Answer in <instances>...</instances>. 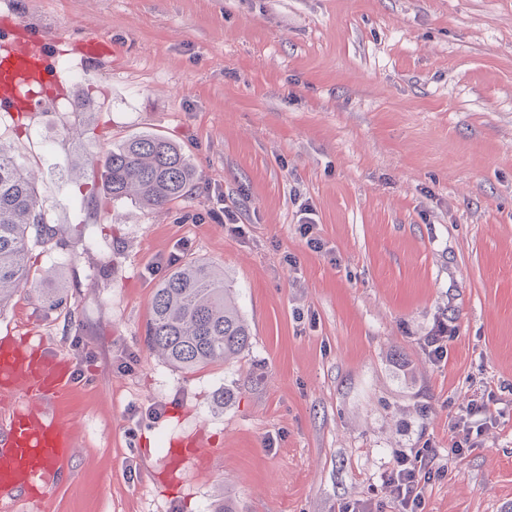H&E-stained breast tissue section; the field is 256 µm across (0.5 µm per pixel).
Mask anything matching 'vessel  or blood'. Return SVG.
Listing matches in <instances>:
<instances>
[{
	"instance_id": "obj_1",
	"label": "vessel or blood",
	"mask_w": 512,
	"mask_h": 512,
	"mask_svg": "<svg viewBox=\"0 0 512 512\" xmlns=\"http://www.w3.org/2000/svg\"><path fill=\"white\" fill-rule=\"evenodd\" d=\"M103 42L92 38L72 49L59 32L42 37L0 31V112L33 118L53 103V91L70 88L75 71L108 63ZM73 395L68 360L47 355L30 336H0V512L43 500L70 475L75 432L70 425ZM203 433L189 447L170 453L168 472L187 460L211 457Z\"/></svg>"
}]
</instances>
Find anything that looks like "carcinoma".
I'll list each match as a JSON object with an SVG mask.
<instances>
[{"label": "carcinoma", "mask_w": 512, "mask_h": 512, "mask_svg": "<svg viewBox=\"0 0 512 512\" xmlns=\"http://www.w3.org/2000/svg\"><path fill=\"white\" fill-rule=\"evenodd\" d=\"M103 173L112 201L131 200L144 209L185 198L196 177L182 147L158 134L113 146ZM38 180L39 172L25 169L0 141V311L36 276L29 242L45 243L56 234L39 205ZM251 338L224 271L213 265L182 263L155 288L146 346L164 363L185 371L226 364L249 348Z\"/></svg>", "instance_id": "cac0c4a2"}]
</instances>
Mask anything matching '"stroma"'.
Masks as SVG:
<instances>
[{"instance_id":"stroma-1","label":"stroma","mask_w":512,"mask_h":512,"mask_svg":"<svg viewBox=\"0 0 512 512\" xmlns=\"http://www.w3.org/2000/svg\"><path fill=\"white\" fill-rule=\"evenodd\" d=\"M11 24L113 50L51 112L0 123L56 231L32 248L55 277L0 332L69 360L78 428L70 479L15 512H398L382 476L423 446L425 512H512V0H0ZM143 132L196 170L162 209L102 190L105 152ZM173 253L223 268L252 328L238 361L187 373L147 350ZM466 410L481 433L451 460ZM199 426L216 455L168 482Z\"/></svg>"}]
</instances>
